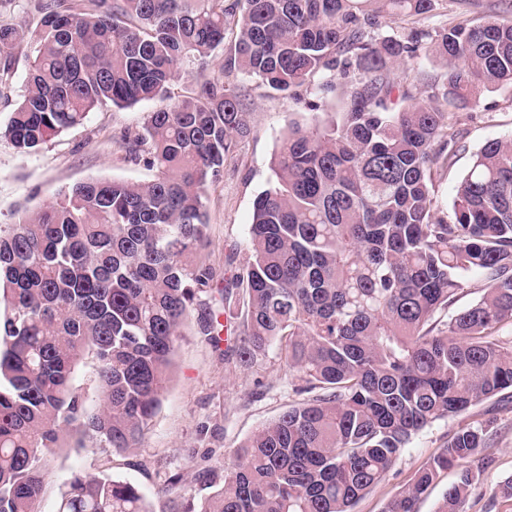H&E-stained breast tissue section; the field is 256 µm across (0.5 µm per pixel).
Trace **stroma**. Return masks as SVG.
<instances>
[{
    "instance_id": "1",
    "label": "stroma",
    "mask_w": 512,
    "mask_h": 512,
    "mask_svg": "<svg viewBox=\"0 0 512 512\" xmlns=\"http://www.w3.org/2000/svg\"><path fill=\"white\" fill-rule=\"evenodd\" d=\"M504 7V0H434L432 12L418 25L427 29L476 20ZM224 78L246 94L250 132L238 141L223 178L206 194L208 242L199 258L220 274L226 269L229 251H236L242 259L247 256L253 202L273 178L272 157L289 123L308 124L316 119L329 124L340 109L335 93L312 112L304 102L260 87L240 72H227ZM193 84L192 74L184 73L173 82L166 99L121 111L92 112L83 124L53 137L31 154L0 140V225L15 223L18 213L59 202L61 189L88 179L151 180L153 170L123 160L118 139L125 131L138 129L147 113L182 100ZM447 112L458 131L455 164L436 176L435 196L439 207L448 212L477 150L488 140L512 135V90L484 94L477 109L451 106ZM296 382L295 372L277 349L245 364L236 355L214 351L199 335L195 320H188L177 341L170 385L141 448L122 455L96 441L67 439L51 459L37 510L57 512L65 483L78 470L89 475L105 471L130 481L143 492L153 512H172L171 495L161 491L166 478L174 473L192 476L204 458L211 466H222L257 428L298 402ZM465 425L485 428L486 435L480 454L471 462L480 481L467 498L464 512H512V496L500 490L512 480V397L508 395L438 420L412 436L385 478L356 502L353 512H383L414 472Z\"/></svg>"
}]
</instances>
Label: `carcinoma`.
Instances as JSON below:
<instances>
[{
	"label": "carcinoma",
	"instance_id": "1",
	"mask_svg": "<svg viewBox=\"0 0 512 512\" xmlns=\"http://www.w3.org/2000/svg\"><path fill=\"white\" fill-rule=\"evenodd\" d=\"M22 2L34 30L0 20V88L13 50L30 48L25 90L0 127L21 153L96 110L164 96L179 68L197 81L119 140L152 180L77 183L0 228V512H36L48 457L72 431L119 454L141 447L194 310L216 350L221 319L239 318L224 353L247 363L277 348L307 398L245 439L223 475L198 468L204 498L168 476L163 491L186 494L183 512H352L413 435L512 390V347L494 336L512 321V137L476 152L448 215L434 175L453 165L457 132L431 105L512 88L511 15L383 35L381 13L404 23L434 0ZM229 30L228 65L258 85L317 96L339 72L344 90L338 123L289 126L253 203L250 255L218 288L196 253L205 191L248 132L240 88L224 66L209 69ZM430 55L442 86L395 100L394 68ZM470 273L484 276L481 298L449 312ZM88 356L95 411L76 386ZM484 442L483 429L461 428L384 512H418L439 474ZM477 482L462 470L436 512H463ZM57 512L152 510L130 482L74 472Z\"/></svg>",
	"mask_w": 512,
	"mask_h": 512
}]
</instances>
